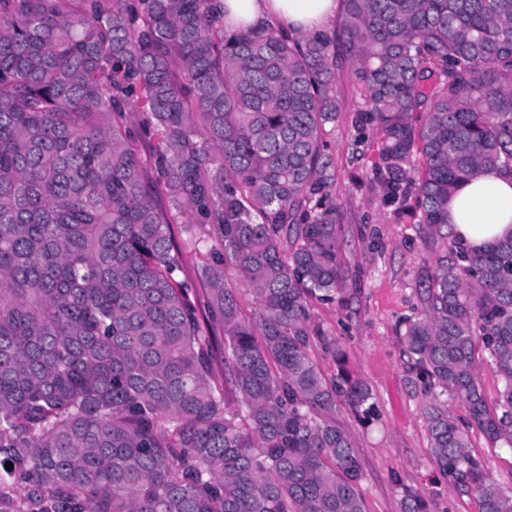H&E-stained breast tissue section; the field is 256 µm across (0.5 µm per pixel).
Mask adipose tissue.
Masks as SVG:
<instances>
[{"instance_id":"1","label":"adipose tissue","mask_w":512,"mask_h":512,"mask_svg":"<svg viewBox=\"0 0 512 512\" xmlns=\"http://www.w3.org/2000/svg\"><path fill=\"white\" fill-rule=\"evenodd\" d=\"M228 27L275 24L292 31L323 26L338 0H223ZM448 222L467 248L512 236V173L488 171L463 182L448 203Z\"/></svg>"}]
</instances>
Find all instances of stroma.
Here are the masks:
<instances>
[{
  "mask_svg": "<svg viewBox=\"0 0 512 512\" xmlns=\"http://www.w3.org/2000/svg\"><path fill=\"white\" fill-rule=\"evenodd\" d=\"M338 93L343 110L331 134L336 164V201L341 206L340 259L346 271L338 301L314 303L312 313L341 347L351 370L368 383L378 407L372 423L349 408L336 409V421L352 436L363 469L360 492L367 512H401L404 487L418 491L429 512H480L476 492L454 487L435 461L424 409L444 405L463 423L460 402L428 389L412 368L401 324L423 313L426 289L445 240L429 235L412 212L384 203L372 181L370 152L357 143L352 117L361 103L349 72ZM471 451L512 495V449L471 436Z\"/></svg>",
  "mask_w": 512,
  "mask_h": 512,
  "instance_id": "1",
  "label": "stroma"
}]
</instances>
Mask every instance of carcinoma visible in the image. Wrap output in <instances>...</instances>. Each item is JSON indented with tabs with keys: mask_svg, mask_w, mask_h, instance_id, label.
<instances>
[{
	"mask_svg": "<svg viewBox=\"0 0 512 512\" xmlns=\"http://www.w3.org/2000/svg\"><path fill=\"white\" fill-rule=\"evenodd\" d=\"M343 2L333 29L285 34L227 28L222 0H0V512H366L331 414L377 405L311 314L344 281L340 56L372 181L448 240L402 323L468 415L428 405L435 463L512 512L470 452L473 428L512 449V239L473 252L448 229L461 181L512 171V0ZM401 512L427 501L406 487ZM481 353L482 356H480L477 368L478 378L489 404H493L498 398L499 391L502 389L503 381L488 354L486 352Z\"/></svg>",
	"mask_w": 512,
	"mask_h": 512,
	"instance_id": "carcinoma-1",
	"label": "carcinoma"
}]
</instances>
